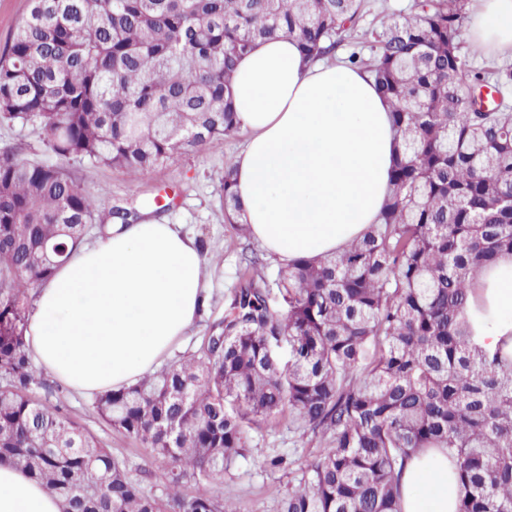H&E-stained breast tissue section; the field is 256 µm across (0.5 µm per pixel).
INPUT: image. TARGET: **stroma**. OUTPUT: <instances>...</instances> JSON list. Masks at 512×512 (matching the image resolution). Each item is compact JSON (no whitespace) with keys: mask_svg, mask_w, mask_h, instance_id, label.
<instances>
[{"mask_svg":"<svg viewBox=\"0 0 512 512\" xmlns=\"http://www.w3.org/2000/svg\"><path fill=\"white\" fill-rule=\"evenodd\" d=\"M416 0H366L355 37L345 40L336 50L344 58L354 48L355 40L365 34L381 31L395 15L413 11ZM249 138L246 130L199 152L177 155L151 176L132 169L90 166L70 162L87 189L95 194L99 211L112 206L140 204L156 192L175 194L174 206L164 212L167 223L182 225L197 240L203 241L205 278L209 288L200 319L189 329L180 347L181 352L195 353L206 347L211 334L222 327L239 285L245 266L243 255L258 251L250 236L239 234L224 219L221 188L224 170L234 164ZM18 147L31 161L53 162L37 126L18 122H0V149ZM38 384L31 394L40 400H60L67 415L93 435L102 447L125 459L131 476L145 491L163 495L164 484L150 457V451L138 441L127 437L99 419L93 412V399L72 392L45 371H38ZM251 447L261 449L263 460L247 459L224 476L223 484L211 486V493L237 503L241 512H279V501L300 479L301 461L318 454L323 444L314 437L300 438L287 415H278L259 422L250 432ZM278 457L279 467L267 466V459Z\"/></svg>","mask_w":512,"mask_h":512,"instance_id":"35a3bbf8","label":"stroma"}]
</instances>
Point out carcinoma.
Segmentation results:
<instances>
[{
	"label": "carcinoma",
	"instance_id": "obj_1",
	"mask_svg": "<svg viewBox=\"0 0 512 512\" xmlns=\"http://www.w3.org/2000/svg\"><path fill=\"white\" fill-rule=\"evenodd\" d=\"M362 2L30 0L0 50V119L38 124L57 159L0 151V463L61 512H236L182 487L224 481L250 455L252 425L282 412L324 448L279 512H402V474L423 448L454 456L457 512H512V365L472 342L466 316L483 269L512 257V104L483 111L471 91L508 89L512 68L477 70L463 53L466 0H419L346 59L372 77L401 144L379 223L279 271L277 310L265 277L244 279L206 350L95 396L98 417L150 450L167 498L30 395V290L92 225L140 218L121 205L99 214L65 163L148 176L233 136L238 60L278 35L324 59ZM233 181L228 166L225 220L246 232Z\"/></svg>",
	"mask_w": 512,
	"mask_h": 512
}]
</instances>
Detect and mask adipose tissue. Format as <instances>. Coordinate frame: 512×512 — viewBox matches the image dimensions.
<instances>
[{
    "mask_svg": "<svg viewBox=\"0 0 512 512\" xmlns=\"http://www.w3.org/2000/svg\"><path fill=\"white\" fill-rule=\"evenodd\" d=\"M474 44L512 50V0H470ZM239 126L234 191L253 239L283 262L340 250L377 223L399 144L390 109L367 74L304 60L295 40H266L232 77ZM198 240L143 215L79 245L36 291L26 324L37 365L79 394L136 383L178 349L206 302ZM470 318L476 343L512 360V258L485 270ZM431 482L423 496L417 485ZM403 512H455L447 449L407 464ZM0 512H60L41 484L0 465Z\"/></svg>",
    "mask_w": 512,
    "mask_h": 512,
    "instance_id": "adipose-tissue-1",
    "label": "adipose tissue"
}]
</instances>
